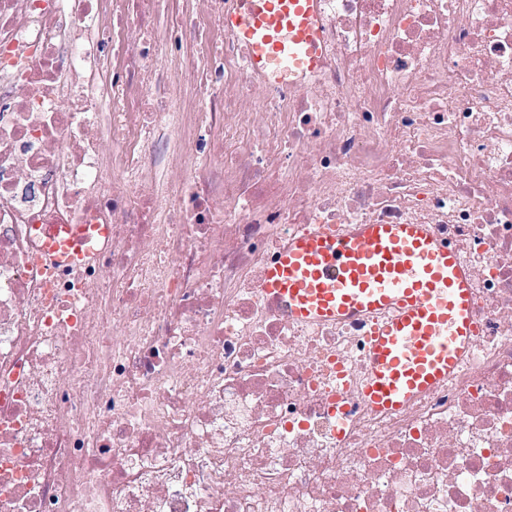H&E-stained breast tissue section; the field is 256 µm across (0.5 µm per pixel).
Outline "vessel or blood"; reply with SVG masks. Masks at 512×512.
Here are the masks:
<instances>
[{
    "instance_id": "b4317fda",
    "label": "vessel or blood",
    "mask_w": 512,
    "mask_h": 512,
    "mask_svg": "<svg viewBox=\"0 0 512 512\" xmlns=\"http://www.w3.org/2000/svg\"><path fill=\"white\" fill-rule=\"evenodd\" d=\"M322 0H237L224 26L255 74L301 80L323 58ZM107 243L98 224L49 233L54 267L93 261ZM262 293L303 324L370 319L364 402L392 412L447 384L476 334L468 265L425 224H353L289 238L266 268Z\"/></svg>"
}]
</instances>
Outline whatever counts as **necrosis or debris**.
Here are the masks:
<instances>
[{"label":"necrosis or debris","mask_w":512,"mask_h":512,"mask_svg":"<svg viewBox=\"0 0 512 512\" xmlns=\"http://www.w3.org/2000/svg\"><path fill=\"white\" fill-rule=\"evenodd\" d=\"M164 2L0 0V512H512V0H323L300 85ZM66 224L107 246L48 272ZM349 224L472 273L470 358L394 413L367 323L261 291Z\"/></svg>","instance_id":"1"}]
</instances>
